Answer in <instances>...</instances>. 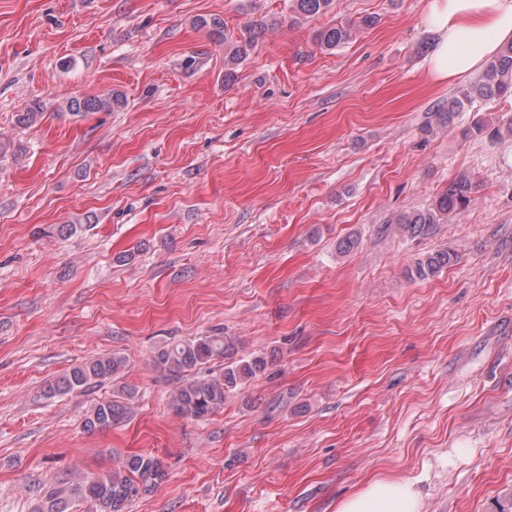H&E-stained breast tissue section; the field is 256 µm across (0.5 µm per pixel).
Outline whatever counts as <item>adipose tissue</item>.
Wrapping results in <instances>:
<instances>
[{
    "mask_svg": "<svg viewBox=\"0 0 512 512\" xmlns=\"http://www.w3.org/2000/svg\"><path fill=\"white\" fill-rule=\"evenodd\" d=\"M425 22L436 36L428 72L437 82L479 71L503 42L512 40V0H429ZM414 481L369 479L341 500L336 512H421Z\"/></svg>",
    "mask_w": 512,
    "mask_h": 512,
    "instance_id": "ef3b65f1",
    "label": "adipose tissue"
}]
</instances>
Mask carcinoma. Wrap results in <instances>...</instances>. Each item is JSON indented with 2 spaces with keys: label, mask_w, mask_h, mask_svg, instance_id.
<instances>
[{
  "label": "carcinoma",
  "mask_w": 512,
  "mask_h": 512,
  "mask_svg": "<svg viewBox=\"0 0 512 512\" xmlns=\"http://www.w3.org/2000/svg\"><path fill=\"white\" fill-rule=\"evenodd\" d=\"M292 12L300 19H316L326 15L334 0H292ZM373 17H364L352 23L329 25L316 34L320 47L334 50L347 43L356 30L375 24ZM199 26L208 27L212 34L224 41V78L230 79L234 69L252 51L264 34L268 23L250 21L239 35L230 33L224 21L218 18H202ZM512 95V42L501 47L497 56L486 66L479 82L460 97L448 99V105L436 113L440 127L451 125L465 103L472 99ZM124 105L118 92L108 91L101 95L73 98L67 102V110L74 113L112 111ZM475 186L466 176H459L426 209L407 213L397 220L401 230L411 238L429 235L434 226L447 222L466 210L471 202ZM456 260L452 249H441L418 259L411 269V276L428 279ZM234 343L224 336H199L189 340L166 341L157 347L155 359L161 370L175 380L171 395L173 411L182 417L202 420L224 408L227 394L241 388L248 380L265 372L269 365L267 356L253 355L246 359H234ZM229 359L216 375L201 376L202 366L217 360ZM127 367L126 358L117 353L96 356L66 373L50 387V390L67 394L87 391L112 379H118ZM137 390L128 385L118 387L116 397L97 402L85 416L83 427L89 432L103 430L121 424L127 417L129 401ZM165 477L161 460L152 455L135 454L112 468L103 477L63 479L44 492L41 502L33 512H67L72 501H90L95 512H128L133 501L151 490Z\"/></svg>",
  "instance_id": "obj_1"
}]
</instances>
